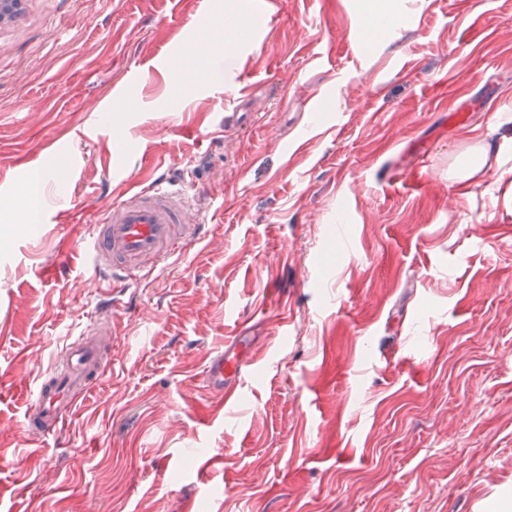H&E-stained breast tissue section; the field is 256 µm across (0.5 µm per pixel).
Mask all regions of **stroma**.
Listing matches in <instances>:
<instances>
[{"instance_id":"obj_1","label":"stroma","mask_w":512,"mask_h":512,"mask_svg":"<svg viewBox=\"0 0 512 512\" xmlns=\"http://www.w3.org/2000/svg\"><path fill=\"white\" fill-rule=\"evenodd\" d=\"M226 5L21 0L0 21V512L512 503V196L448 180L512 129V0H407L373 42L358 0H242L256 36L219 45ZM239 77L227 129L211 86ZM159 178L195 182L208 233L102 303L58 254ZM96 316L101 380L32 436L37 379ZM240 334L256 371L228 404L200 377Z\"/></svg>"}]
</instances>
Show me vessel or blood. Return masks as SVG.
<instances>
[{
    "mask_svg": "<svg viewBox=\"0 0 512 512\" xmlns=\"http://www.w3.org/2000/svg\"><path fill=\"white\" fill-rule=\"evenodd\" d=\"M182 187L151 183L112 207L102 222L93 225L79 254L96 280L150 275L201 238V225ZM94 327L70 343L65 366L39 378L36 397L25 416L28 430L36 436L57 432L102 374V354L94 339ZM255 365L243 338H235L210 360L203 381L225 402L237 401Z\"/></svg>",
    "mask_w": 512,
    "mask_h": 512,
    "instance_id": "1",
    "label": "vessel or blood"
}]
</instances>
